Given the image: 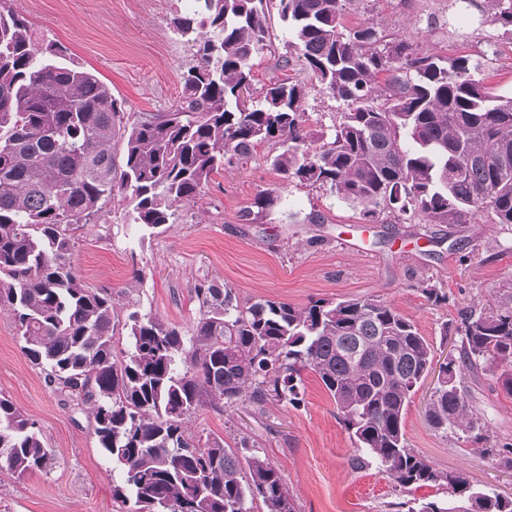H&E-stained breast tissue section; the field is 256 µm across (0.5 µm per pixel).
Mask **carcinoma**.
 I'll use <instances>...</instances> for the list:
<instances>
[{"instance_id":"cac0c4a2","label":"carcinoma","mask_w":512,"mask_h":512,"mask_svg":"<svg viewBox=\"0 0 512 512\" xmlns=\"http://www.w3.org/2000/svg\"><path fill=\"white\" fill-rule=\"evenodd\" d=\"M172 19L192 50L182 96L167 112L126 114L109 88L40 43L29 22L0 9V307L47 383L91 405L92 434L124 484L129 512H298L283 475L249 436L196 438L185 423L207 401L299 407L302 373L321 381L356 445L393 491L434 488L419 512H512V498L477 489L407 443L405 415L431 373L425 409L437 433L488 440L465 376L492 366L512 396V293L466 309L457 354L436 361L416 324L379 300L318 299L298 308L239 299L215 281L194 288L191 335L132 311L116 349L112 292L88 286L71 261L77 232L110 202L128 223L160 234L175 207L196 200L224 164L262 143L298 185L323 188L375 221L512 224V95L483 65L420 50L405 32L348 27L356 0H193ZM276 5L296 62L343 101L329 140L315 144L285 80L246 103L255 60L269 47ZM488 21L512 33V0H488ZM384 84H379L380 76ZM434 305L448 294L422 280ZM0 468L23 475L52 465L35 421L0 397Z\"/></svg>"}]
</instances>
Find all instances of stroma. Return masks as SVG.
I'll use <instances>...</instances> for the list:
<instances>
[{
  "label": "stroma",
  "mask_w": 512,
  "mask_h": 512,
  "mask_svg": "<svg viewBox=\"0 0 512 512\" xmlns=\"http://www.w3.org/2000/svg\"><path fill=\"white\" fill-rule=\"evenodd\" d=\"M187 0H0L44 40L57 43L96 74L128 112H165L178 100L192 62L171 21ZM485 0L460 12L453 0H360L345 22L401 29L421 50L481 60L498 93H512V35L484 24ZM271 43L253 70L254 90L278 79L312 83L289 56L278 15ZM264 144L251 159L214 174L199 199L179 204L174 224L156 235L134 232L121 207L109 204L80 231L73 263L92 287L112 292L119 317L129 310L156 315L190 330L198 312L195 286L230 285L240 300L267 298L296 307L317 299L370 298L395 307L433 343L437 359L453 354L461 309L497 302L512 290V225L366 223L358 209L328 191L288 183L271 165ZM275 191L280 201L256 223L242 220L256 196ZM427 279L448 301L434 305L416 284ZM499 370L468 376L469 404L486 422L495 446L512 444V397ZM301 406L257 410L241 403L209 407L187 423L194 436H252L282 472L300 512H407L435 499L423 488L401 497L376 466L353 469L354 452L336 406L313 373H305ZM427 377L405 415L407 443L436 467L464 472L480 489L512 497V465L492 461L480 445L434 432L425 405ZM0 393L34 420L55 463L17 476L0 471V512H127L112 496L121 473L92 437L90 410H71L48 386L43 369L21 349L11 314L0 308Z\"/></svg>",
  "instance_id": "stroma-1"
}]
</instances>
